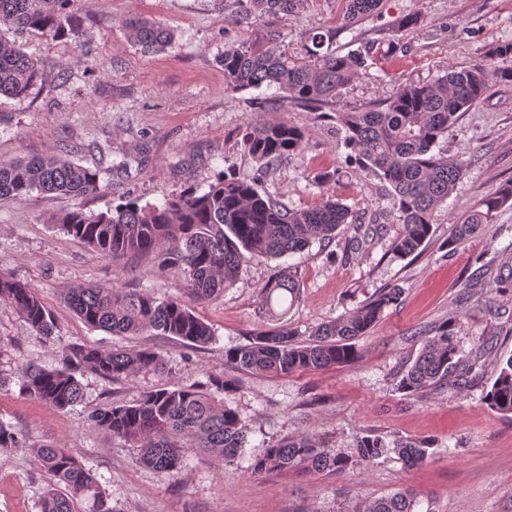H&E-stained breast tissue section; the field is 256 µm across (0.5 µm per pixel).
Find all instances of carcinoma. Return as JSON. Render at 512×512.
Listing matches in <instances>:
<instances>
[{"instance_id": "carcinoma-1", "label": "carcinoma", "mask_w": 512, "mask_h": 512, "mask_svg": "<svg viewBox=\"0 0 512 512\" xmlns=\"http://www.w3.org/2000/svg\"><path fill=\"white\" fill-rule=\"evenodd\" d=\"M76 0H0V96L22 97L42 76L21 40L30 35L53 38L80 34ZM300 0H235L244 20L254 13L291 16ZM339 29L353 30L379 13L382 0H344ZM423 22L419 11L400 16L395 33ZM132 44L144 52H159L173 43L165 26L141 16L126 24ZM307 50L311 64H298L279 50L276 35L266 44L247 40L224 51V84L232 90L274 87L304 110L337 103L344 90L365 69L374 44L345 55L332 49L333 32L315 33ZM512 55V43H495L485 52L487 62L448 69L427 82H402L389 96L363 107L336 113L343 142L357 155L360 170L389 184L388 200L400 232L389 251L397 256L416 253L433 230L435 212L448 201L468 169L465 161L450 160L435 151L448 138L461 114L481 102L490 88L512 81V70H499L489 61ZM305 132L288 120L245 129L242 145L259 166L250 178L218 176L201 192L188 188L161 205L140 204L127 197L104 212L79 205L58 219L62 229L101 257L148 258L158 274L173 273L178 284L158 298L140 287L89 285L71 288L69 308L87 326L113 336L146 333L170 336L191 349L214 339L212 327L196 315L189 300H209L233 287L242 267L255 256L281 259L302 252L314 241L335 238L341 226L356 232L364 217L347 205L327 198L309 208H293L261 188L266 173L298 153ZM34 191L56 192L83 199L101 191L99 171L82 165L67 151L48 158L0 161V198L23 199ZM512 204V178L501 183L466 213L448 239L455 250L500 208ZM401 289L395 285L371 295L353 312L319 325L312 338L300 341L288 329L260 332L249 343L226 351L225 358L260 374L288 376L324 370L357 356L351 340L369 335L385 308L395 304ZM299 296L297 280L287 269L257 292L261 309L284 314V304ZM0 303L13 308L35 333L47 338L54 317L30 285L0 274ZM480 358L463 363L447 322L424 334L418 357L397 383V391L414 396L425 388L450 383L461 387L471 380ZM165 361L151 348L102 349L94 344L68 345L59 352V365L21 370L22 389L33 399L59 410L81 404L84 390L79 376L93 373L106 380L140 374H162ZM236 391L219 374L191 386L163 383L133 402L112 403L89 416L93 428L138 449V462L162 473L177 474L185 454L195 448L212 454L221 466L240 463L246 424L224 396ZM489 408L512 416V355L494 366V380L485 394ZM21 438L0 421V449L17 448ZM40 471L49 477L40 512H119L96 474L66 448L31 447ZM393 453L409 467L432 458L434 450L421 441L396 439L386 443L378 435H360L348 452H337L304 435L267 448L250 460L248 471L261 476L288 469L342 472L367 466ZM417 494L398 489L346 512H415Z\"/></svg>"}]
</instances>
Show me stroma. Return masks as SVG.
<instances>
[{
  "label": "stroma",
  "mask_w": 512,
  "mask_h": 512,
  "mask_svg": "<svg viewBox=\"0 0 512 512\" xmlns=\"http://www.w3.org/2000/svg\"><path fill=\"white\" fill-rule=\"evenodd\" d=\"M78 38L23 39L25 52L45 72L20 98L0 96V158L42 157L78 147V160L100 170L102 190L84 201L48 192L25 199H0V273L36 288L55 318L51 337L33 332L11 308L0 304V421L25 438L22 447L0 452V512H38L46 479L29 447L54 444L96 473L118 512H344L398 488L418 495L416 512H512V417L491 410L483 395L499 358L512 355V287L500 280L512 268V207L494 215L483 232L458 251L447 242L457 217L499 183L512 177V83L491 87L452 128L440 149L468 162L456 193L441 207V220L421 252L394 257L387 242L399 227L386 224L384 239L369 238L346 249L354 231L340 229L329 244L312 243L303 253L278 260L251 259L237 284L221 296L195 303L214 330L206 347L191 350L165 336H137L167 360L168 383L190 385L220 373L238 391L228 396L248 425L245 457L273 443L312 433L328 448L352 447L370 432L385 438L431 444L433 458L407 467L396 456L342 474L328 470L277 471L251 475L240 466L219 467L207 455L187 451L180 474L140 467L136 451L105 433L91 431L87 417L111 402H130L155 386L140 375L106 381L88 373L82 404L61 411L22 393L21 368L56 366L60 347L88 342L101 348L122 339L86 327L64 296L77 285H138L167 295L175 275L158 276L148 259L101 258L61 230L58 219L77 205L104 211L127 195L161 203L186 188L207 189L221 173L252 177L257 164L240 145L245 127L287 118L304 129L303 150L268 175L263 190L297 208L328 194L353 211L373 215L387 207L388 186L365 176L341 141L334 115L355 109L405 81H426L448 67L480 62L492 42H512V0H383L377 17L362 28L377 39L374 63L325 111L295 107L273 88L227 89L226 48L249 38L278 35L280 49L307 61V30L333 29L342 0H302L296 15H255L237 22L224 0H77ZM422 10L426 25L392 34L393 22ZM141 15L170 28L172 48L146 53L128 39L124 26ZM403 51L391 55L388 36ZM338 176L325 188L313 177ZM285 266L292 267L300 298L282 318L259 307L256 290ZM474 286L467 301L458 295L467 276ZM396 284L400 301L384 312L370 334L356 339L359 356L324 371L269 376L241 370L227 350L251 336L288 328L308 339L322 323L355 309L380 288ZM498 308L501 318L489 315ZM454 321L463 357L481 354L483 371L464 389L443 385L407 398L396 381L417 358L425 331ZM496 346L481 351L490 335Z\"/></svg>",
  "instance_id": "stroma-1"
}]
</instances>
